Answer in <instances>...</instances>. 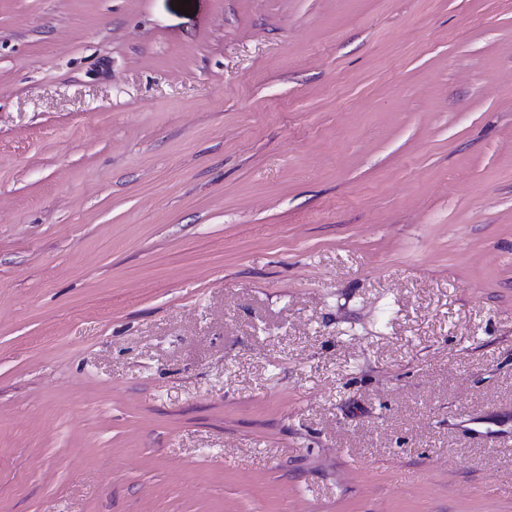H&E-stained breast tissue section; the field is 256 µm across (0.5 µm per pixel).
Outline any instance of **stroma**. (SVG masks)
<instances>
[{"label": "stroma", "mask_w": 512, "mask_h": 512, "mask_svg": "<svg viewBox=\"0 0 512 512\" xmlns=\"http://www.w3.org/2000/svg\"><path fill=\"white\" fill-rule=\"evenodd\" d=\"M0 512H512V0H0Z\"/></svg>", "instance_id": "stroma-1"}]
</instances>
